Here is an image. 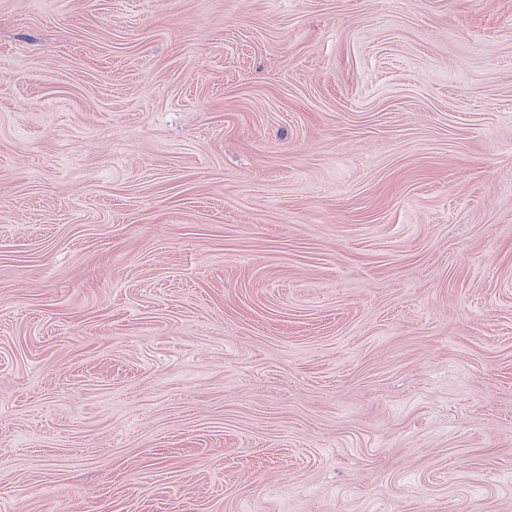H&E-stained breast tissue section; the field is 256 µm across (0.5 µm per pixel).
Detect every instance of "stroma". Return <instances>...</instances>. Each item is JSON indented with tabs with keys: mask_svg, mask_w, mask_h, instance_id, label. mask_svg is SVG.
I'll use <instances>...</instances> for the list:
<instances>
[{
	"mask_svg": "<svg viewBox=\"0 0 512 512\" xmlns=\"http://www.w3.org/2000/svg\"><path fill=\"white\" fill-rule=\"evenodd\" d=\"M0 512H512V0H0Z\"/></svg>",
	"mask_w": 512,
	"mask_h": 512,
	"instance_id": "35a3bbf8",
	"label": "stroma"
}]
</instances>
